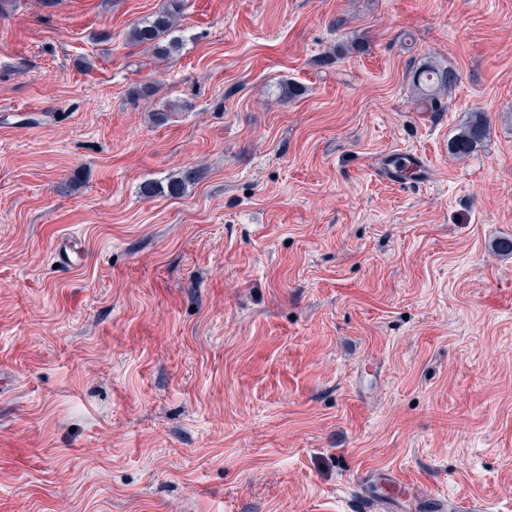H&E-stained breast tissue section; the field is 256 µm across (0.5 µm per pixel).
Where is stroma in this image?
<instances>
[{"mask_svg":"<svg viewBox=\"0 0 512 512\" xmlns=\"http://www.w3.org/2000/svg\"><path fill=\"white\" fill-rule=\"evenodd\" d=\"M165 4L0 0V512H512V0H186L161 58ZM183 0H168L161 11L138 21L131 27L128 38L136 45H147L153 52L168 57L179 45L178 39H168L177 28V18L181 17ZM456 82L453 70L431 63L413 77L416 101L425 108H432L440 94L448 92ZM488 135L483 112H471L460 126L459 132L450 145L453 155H465L476 148ZM413 170L420 176V181L427 179L431 171V165L427 159L417 154L402 155L397 157L395 154L391 155L386 164L381 170V177L387 181H392L398 185L408 183L406 173ZM202 172L198 168L183 169L179 173L168 178L166 185L169 196L178 197L186 193L189 185L195 184L201 178ZM367 481L372 487L385 486L396 489L397 493L389 496L378 495L376 498L367 501L368 508L387 509L401 512L405 508L408 498H415L424 509L444 511L446 509H468L472 510L469 502L457 500L450 504H440L423 485L409 479L394 469L366 470Z\"/></svg>","mask_w":512,"mask_h":512,"instance_id":"stroma-1","label":"stroma"}]
</instances>
